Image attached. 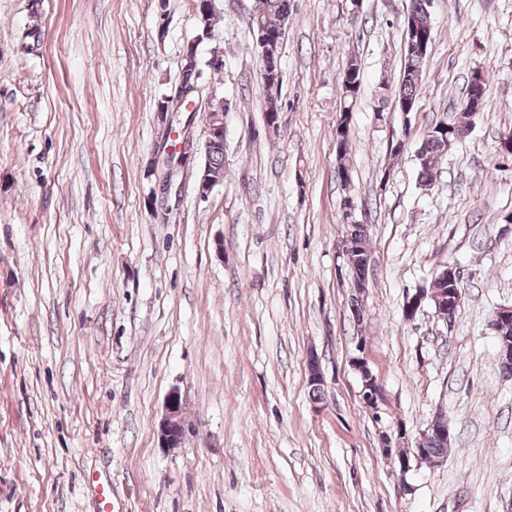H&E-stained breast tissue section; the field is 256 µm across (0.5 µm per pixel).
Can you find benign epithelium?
Masks as SVG:
<instances>
[{
  "mask_svg": "<svg viewBox=\"0 0 512 512\" xmlns=\"http://www.w3.org/2000/svg\"><path fill=\"white\" fill-rule=\"evenodd\" d=\"M215 39L216 32L207 30L205 33L197 35L196 39L186 46L182 58L187 60L190 68L195 71L198 70L197 56L200 44ZM275 42L276 35L268 33L262 35L258 42L259 57L264 64L260 76L266 88L272 85V78L275 77L274 71L278 66L275 57L269 51V47ZM471 82V94L462 102V106L475 116L480 113L477 94L479 90L483 89L482 70H476L475 78L471 79ZM200 93L201 83L198 81L190 88L180 87L174 95L166 97V111L159 113L166 132V137L159 147L161 153L164 154L163 163L167 167V172L161 181V191L165 194L169 193L174 187V172L184 168L186 161L194 153V144L190 140L185 138L176 142L171 139V134L176 131V126L179 124L178 114L188 112L194 115L198 112L199 107L203 106L207 108L205 112L206 138L203 147H208V141L212 139L224 137V114L229 111V103L225 98L218 96L215 90L211 91L204 101L200 100ZM221 183L222 180L220 179L214 180L207 177V171H199L196 180L198 197H207L214 187ZM361 210L362 206L359 205L357 198L353 195L344 204L343 221L346 231L340 241L339 255L342 259V269L365 280L367 279V262L360 257L361 249L351 233V227L361 223V220L357 218V214ZM425 299L426 295L422 290L416 291L407 298L404 306L406 320L411 321L416 317L424 306ZM431 299L437 314L447 320L449 319V309L461 305L463 292L459 288H453L450 294L446 295L438 292L431 295ZM350 362L362 382L361 399L363 407L374 415L378 413L379 403L383 400V393L364 356L363 340L357 341L356 354L351 357ZM308 384L315 390L323 387L324 384L318 358L313 354L308 357ZM184 409L185 402L181 393L177 390L170 392L157 430L158 440L162 447H181L186 432ZM446 436H448V421L446 415L439 411L428 426L414 439V447H421L422 442L431 437L444 438ZM405 442H409V439L407 432L401 427L396 428V433L393 435L387 432L381 435L382 452L396 467L403 491L409 492L411 491V485L407 482V474L412 469L410 455L400 451L401 444Z\"/></svg>",
  "mask_w": 512,
  "mask_h": 512,
  "instance_id": "1",
  "label": "benign epithelium"
}]
</instances>
